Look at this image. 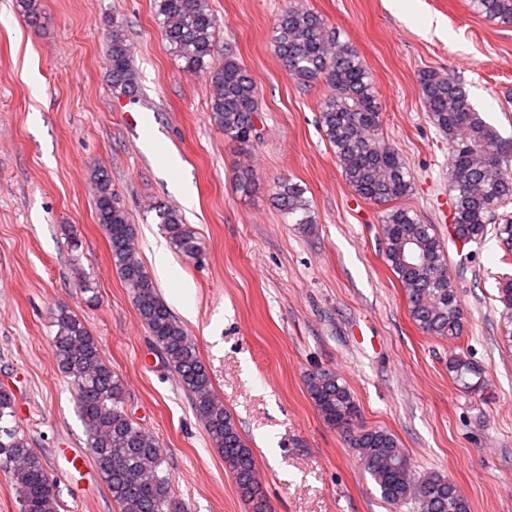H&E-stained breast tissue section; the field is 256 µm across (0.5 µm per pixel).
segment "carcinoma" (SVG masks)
<instances>
[{
  "instance_id": "carcinoma-1",
  "label": "carcinoma",
  "mask_w": 512,
  "mask_h": 512,
  "mask_svg": "<svg viewBox=\"0 0 512 512\" xmlns=\"http://www.w3.org/2000/svg\"><path fill=\"white\" fill-rule=\"evenodd\" d=\"M154 7L161 34L183 63V70L208 73L213 124L234 142H251L259 112L256 84L235 58L227 55L215 61L218 24L208 0H154ZM471 7L490 21L512 23V0H471ZM274 46L292 78L304 85L321 82L330 89L321 102L322 130L347 184L360 197L385 206L381 219L384 257L405 293L411 318L430 336L460 337L462 312L448 274L444 244L433 225L422 223L412 210L396 204L412 193L413 180L399 152L378 137L381 102L358 52L340 41L320 15L302 6H290L278 16ZM108 67L112 87L133 95L137 73L118 24L110 36ZM419 84L430 121L448 137L454 239L464 245L481 243L492 233L511 252L512 215L498 218L496 213L512 202V180L504 175V167L512 162V146L475 110L455 74L425 70ZM92 177L98 224L142 323L188 394L242 497L252 504L253 512H267L255 477L253 452L218 397L197 344L172 314L138 258L133 224L112 190L107 170L96 168ZM255 186L252 170L245 168L236 176L240 194L250 195ZM274 198L295 223L305 227L315 223L301 185L281 179L275 184ZM154 210L174 250L187 258L196 257L200 245L180 213L160 204ZM74 278L80 293L94 301L97 286L91 276L76 265ZM499 301L504 306V326H512V279L499 288ZM53 326L51 349L57 369L75 388L94 463L119 512H186L172 495L163 448L125 412L123 381L103 359L99 339L67 306L54 311ZM448 373L471 395L480 397L486 390L483 368L462 351L449 354ZM307 387L324 423L348 438L388 504L411 502L413 512H470L467 499L448 476L436 471L415 475L393 434L359 425L354 397L335 374L313 371L308 374ZM15 409L14 393L0 388V470L14 487L19 512H58L57 479L31 448L16 421Z\"/></svg>"
}]
</instances>
